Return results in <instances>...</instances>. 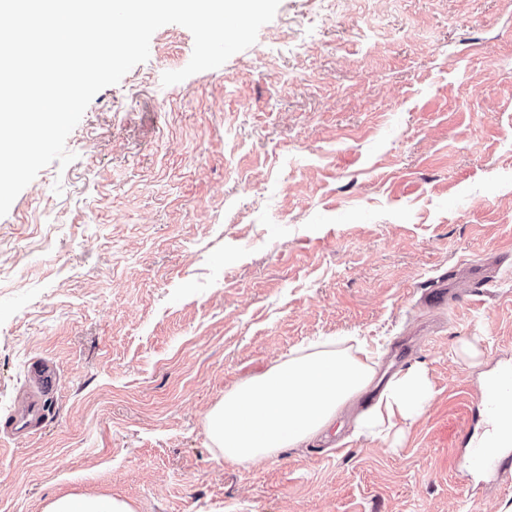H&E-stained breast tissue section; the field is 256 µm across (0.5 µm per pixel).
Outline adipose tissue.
I'll use <instances>...</instances> for the list:
<instances>
[{"instance_id": "ef3b65f1", "label": "adipose tissue", "mask_w": 512, "mask_h": 512, "mask_svg": "<svg viewBox=\"0 0 512 512\" xmlns=\"http://www.w3.org/2000/svg\"><path fill=\"white\" fill-rule=\"evenodd\" d=\"M374 353L364 346L325 340L290 351L265 372L225 392L208 413L205 429L226 462L247 465L328 434L343 408L369 390L377 395L353 419L352 435L383 442L399 438L433 399L420 363L376 387ZM45 512H135L127 501L64 495Z\"/></svg>"}]
</instances>
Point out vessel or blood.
I'll return each mask as SVG.
<instances>
[{
    "mask_svg": "<svg viewBox=\"0 0 512 512\" xmlns=\"http://www.w3.org/2000/svg\"><path fill=\"white\" fill-rule=\"evenodd\" d=\"M28 377L38 390L27 412H38L44 396L56 385V370L45 362L30 364ZM481 416L484 426L469 449L475 473L490 472L498 480L512 479V367L507 366L481 391Z\"/></svg>",
    "mask_w": 512,
    "mask_h": 512,
    "instance_id": "vessel-or-blood-1",
    "label": "vessel or blood"
}]
</instances>
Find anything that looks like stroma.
I'll return each instance as SVG.
<instances>
[{
    "instance_id": "35a3bbf8",
    "label": "stroma",
    "mask_w": 512,
    "mask_h": 512,
    "mask_svg": "<svg viewBox=\"0 0 512 512\" xmlns=\"http://www.w3.org/2000/svg\"><path fill=\"white\" fill-rule=\"evenodd\" d=\"M193 36L99 91L0 217V421L45 360L38 430L0 428V512H512L455 443L512 358V9L280 0L257 42L163 86ZM492 286L435 303L437 286ZM321 336H358L434 400L395 450L351 438L225 462L205 416ZM482 337L480 364L458 354ZM28 378L35 384L38 396L27 407V413H40L43 407V398L54 391L56 385V369L45 362H34L28 369ZM45 512H135V509L126 500L70 494L52 499Z\"/></svg>"
}]
</instances>
